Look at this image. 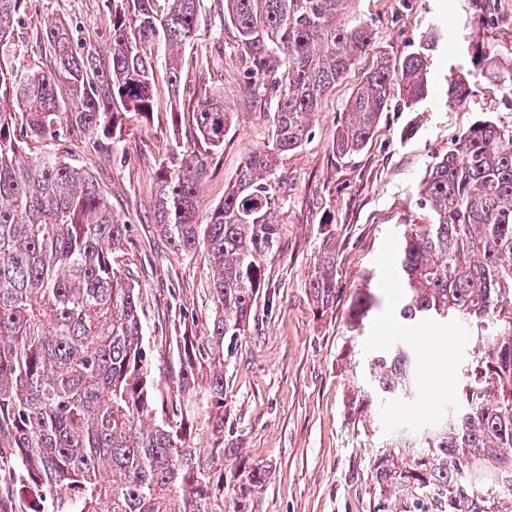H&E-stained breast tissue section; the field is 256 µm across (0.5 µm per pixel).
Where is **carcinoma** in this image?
Here are the masks:
<instances>
[{
  "mask_svg": "<svg viewBox=\"0 0 512 512\" xmlns=\"http://www.w3.org/2000/svg\"><path fill=\"white\" fill-rule=\"evenodd\" d=\"M110 42L82 54L69 27L44 25L46 68L0 60V456L17 467L25 512H260L262 466L224 446V343L249 329L265 288L257 257L278 243L281 156L310 132L323 96L375 47L356 0H225L247 91L275 93L268 145L252 151L224 200L200 213L209 159L233 122L224 98L199 88L191 112L198 143L175 145L156 180L154 221L173 249L212 270L208 334L175 337L168 393L153 391L140 287L116 259L128 225L91 173L48 145L86 142L113 152L123 118L154 112L158 57L176 91V55L190 48L200 0H106ZM25 0H0V49ZM432 28L400 65L382 57L355 88L335 143L346 157L371 139L385 113L414 111L433 92ZM285 66L273 82L271 58ZM482 78L512 95V64L483 50ZM471 71L448 73V103L472 93ZM428 231L407 232L395 260L405 328L450 323L483 346L458 369L453 403L436 423L396 428L372 464L377 512L423 500L427 512H512V128L484 118L435 157L417 190ZM373 275L350 298L349 339L379 305ZM328 250L310 283L336 302ZM420 350L396 340L372 358L371 388L347 411L359 426L398 398L416 397Z\"/></svg>",
  "mask_w": 512,
  "mask_h": 512,
  "instance_id": "cac0c4a2",
  "label": "carcinoma"
}]
</instances>
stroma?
I'll list each match as a JSON object with an SVG mask.
<instances>
[{"mask_svg": "<svg viewBox=\"0 0 512 512\" xmlns=\"http://www.w3.org/2000/svg\"><path fill=\"white\" fill-rule=\"evenodd\" d=\"M356 8L374 25L375 50L327 94L308 139L278 163L277 176L287 186L278 246L260 260L266 286L255 318L224 356V443L267 468L261 512H376L372 461L378 443L393 422L432 420L455 394L459 360L478 345L476 337L457 329L408 330L392 323L399 284L387 268L404 225L430 221L429 210L417 204V187L433 158L479 118L512 126V97L489 82L475 80L460 105L449 104L445 94L449 70L471 68L477 49L512 64V0H358ZM47 19L68 24L78 51L106 43L112 33L105 0H26L0 57L16 66H47L41 42ZM434 26L441 30L431 54L436 95L413 112L390 110L360 152L338 157L340 114L353 90L379 57L402 61ZM181 66L180 90L168 93L164 75H157L158 107L144 117L128 116L114 154L58 149L60 157L96 177L114 213L129 226L117 258L139 281L154 385L162 392L174 366V336L184 330L205 335L212 303L204 260L172 253L153 222L156 173L169 146L194 142L188 113L198 88L207 87L223 94L233 123L201 184L200 205L206 210L223 201L246 152L267 144L266 114L273 106L272 100L243 92V67L233 31L224 24V0H201L196 40ZM329 248L340 295L324 308L314 302L309 283ZM368 270L375 273L382 303L351 352L348 296ZM384 323L389 329L378 335ZM425 335L436 343V362L450 369L447 386L431 389L426 374H419L413 402L395 401L368 430L354 428L346 413L369 373L352 377L350 360L366 362L395 337L417 342Z\"/></svg>", "mask_w": 512, "mask_h": 512, "instance_id": "1", "label": "stroma"}]
</instances>
